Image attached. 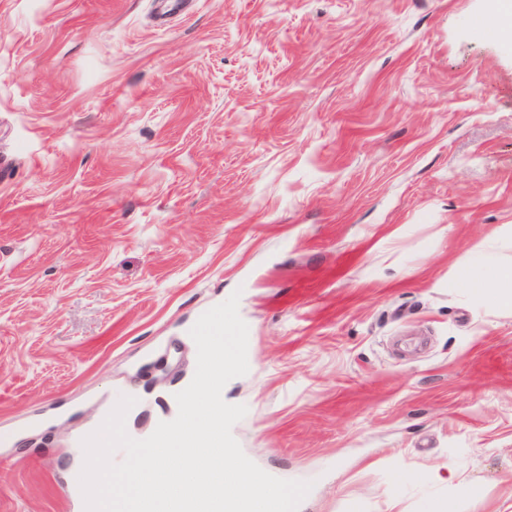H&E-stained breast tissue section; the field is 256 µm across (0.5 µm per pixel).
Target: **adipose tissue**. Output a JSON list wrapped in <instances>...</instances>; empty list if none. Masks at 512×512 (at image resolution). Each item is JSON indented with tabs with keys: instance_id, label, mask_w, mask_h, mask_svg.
Here are the masks:
<instances>
[{
	"instance_id": "adipose-tissue-1",
	"label": "adipose tissue",
	"mask_w": 512,
	"mask_h": 512,
	"mask_svg": "<svg viewBox=\"0 0 512 512\" xmlns=\"http://www.w3.org/2000/svg\"><path fill=\"white\" fill-rule=\"evenodd\" d=\"M479 261L468 276L477 296L501 309L512 310V257L500 249L479 246Z\"/></svg>"
}]
</instances>
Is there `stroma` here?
Here are the masks:
<instances>
[{
	"label": "stroma",
	"instance_id": "stroma-1",
	"mask_svg": "<svg viewBox=\"0 0 512 512\" xmlns=\"http://www.w3.org/2000/svg\"><path fill=\"white\" fill-rule=\"evenodd\" d=\"M488 9L0 0V512H77L80 437L175 417L235 292L232 433L298 512H512V311L463 286L512 225Z\"/></svg>",
	"mask_w": 512,
	"mask_h": 512
}]
</instances>
